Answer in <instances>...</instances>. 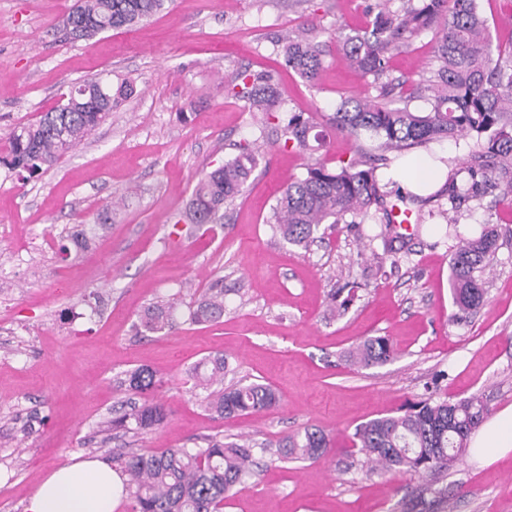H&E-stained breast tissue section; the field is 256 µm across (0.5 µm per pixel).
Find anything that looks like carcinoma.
I'll return each instance as SVG.
<instances>
[{
    "label": "carcinoma",
    "mask_w": 512,
    "mask_h": 512,
    "mask_svg": "<svg viewBox=\"0 0 512 512\" xmlns=\"http://www.w3.org/2000/svg\"><path fill=\"white\" fill-rule=\"evenodd\" d=\"M167 0H77L63 20L68 41L91 38L111 30H131L159 13ZM389 0H378L364 29H340L338 39L349 64L362 78H372L378 94L342 99L328 118L330 127L355 139L366 135L376 142L375 152L359 162L330 169L315 162L306 175L286 183L267 223L288 244L306 249L322 224L365 222L372 210H381L385 224L380 236L384 249L393 251L390 236L394 206L387 205L376 171L389 167V154L414 146L469 134L473 138L468 174L470 183L460 190L448 182L451 208L464 200L478 199L487 189L499 190L501 199L512 202V56L494 54L487 36V22L478 0H419L396 11ZM427 30L437 33L435 68L428 80V110L414 112L394 105L397 85L387 75L388 55L411 43ZM307 28L284 39L285 64L302 80L315 83L327 56L326 44L310 37ZM239 94L250 111L275 112L282 90L271 72H240ZM133 87L100 74L73 86L65 103L44 113L33 123L14 128L8 136V153L0 163L10 170L35 177L48 170L70 150L87 140L112 116L119 101L130 97ZM314 125L294 113L281 121L284 144L303 151ZM260 161V151L243 145L224 164L202 174L192 193L188 219L192 224H215L224 205L233 202ZM112 216L104 208L98 224H78L67 231L59 246L62 259L88 251L97 232ZM497 242L491 232L459 239L449 256L452 303L468 313L482 305L486 274L495 257ZM182 301L161 299L140 317L144 330L156 333L177 324ZM192 323H216L224 316L223 280L186 305ZM353 362L378 366L390 362L394 352L383 337L363 340L351 353ZM228 363L224 354L203 358L190 370L192 392L210 413L228 419L270 409L278 403L274 390L262 383L224 386ZM120 385L138 394L155 386L152 371L138 367L125 374ZM487 408L477 396L455 402L424 397L403 413L379 417L355 429L354 445L387 471L413 473L442 471L465 451L470 434L478 428ZM166 409L145 402L110 421L113 428L145 431L159 426ZM331 441L322 430L306 427L286 436L278 446L282 460L318 461L328 455ZM130 499V512H222L224 499L254 472L257 462L249 442L206 440L196 448H164L153 453L123 449L113 456Z\"/></svg>",
    "instance_id": "1"
}]
</instances>
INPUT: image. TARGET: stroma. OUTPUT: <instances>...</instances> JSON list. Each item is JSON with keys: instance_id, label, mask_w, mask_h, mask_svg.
I'll list each match as a JSON object with an SVG mask.
<instances>
[{"instance_id": "1", "label": "stroma", "mask_w": 512, "mask_h": 512, "mask_svg": "<svg viewBox=\"0 0 512 512\" xmlns=\"http://www.w3.org/2000/svg\"><path fill=\"white\" fill-rule=\"evenodd\" d=\"M75 0H0V155L13 127L36 122L77 82L110 72L134 95L81 145L39 178L0 167V512H24L47 474L76 458L111 461L118 448L142 453L203 445L210 437L258 445L255 473L223 512H512V453L482 465L463 453L445 473L373 470L353 446L358 425L401 413L424 394L482 397L488 415L512 406V203L487 190L455 212L459 235L498 236L485 301L455 320L447 236L438 209L447 197H410L419 219L400 253L374 260L378 221L321 225L308 249L275 237L267 222L281 186L320 161L336 169L372 147L327 133L315 151L287 146L277 121L245 109L228 86L238 71H270L281 112L317 130L340 98L374 95L350 68L339 28L364 26L374 0H168L134 30L65 42L59 22ZM493 50L512 52V0H479ZM314 28L330 54L315 84L288 69L278 41ZM435 35L395 51L396 96L421 111L416 87L428 75ZM264 139L263 159L216 224L183 223L202 172ZM469 138L410 149L445 160L465 183ZM125 199L112 227L88 252L58 254L61 232L94 224ZM458 235V236H459ZM224 281L220 323L180 322L141 333L143 310L160 297L193 298ZM389 338L391 362L357 368L346 350ZM214 352L226 383L270 385L278 404L257 414L212 418L191 395L190 368ZM149 368L159 427L125 435L106 420L124 410L125 371ZM307 426L328 434L327 459L283 462L280 439Z\"/></svg>"}]
</instances>
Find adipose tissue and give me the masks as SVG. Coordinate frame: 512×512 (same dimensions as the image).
Segmentation results:
<instances>
[{
    "label": "adipose tissue",
    "instance_id": "obj_1",
    "mask_svg": "<svg viewBox=\"0 0 512 512\" xmlns=\"http://www.w3.org/2000/svg\"><path fill=\"white\" fill-rule=\"evenodd\" d=\"M470 452L489 463L512 452V407L486 421L470 438ZM123 482L99 459H82L53 470L28 499L25 512H116Z\"/></svg>",
    "mask_w": 512,
    "mask_h": 512
}]
</instances>
